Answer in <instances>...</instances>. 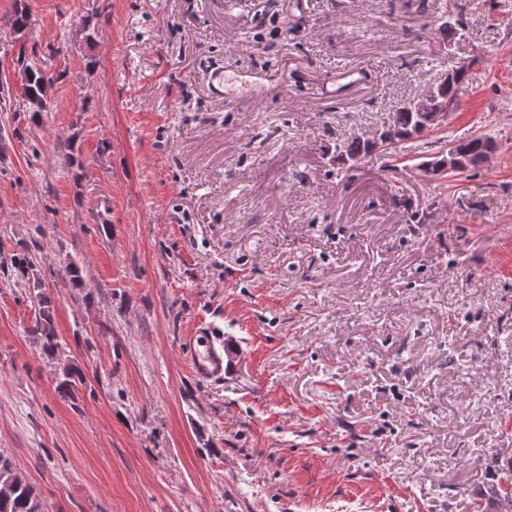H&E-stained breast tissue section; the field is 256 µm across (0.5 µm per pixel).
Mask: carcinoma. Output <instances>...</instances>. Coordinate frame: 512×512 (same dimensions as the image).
Wrapping results in <instances>:
<instances>
[{"instance_id": "carcinoma-1", "label": "carcinoma", "mask_w": 512, "mask_h": 512, "mask_svg": "<svg viewBox=\"0 0 512 512\" xmlns=\"http://www.w3.org/2000/svg\"><path fill=\"white\" fill-rule=\"evenodd\" d=\"M29 26L30 16L26 8H16L10 21L13 32L21 35ZM39 55L41 52L37 46H32L29 51L22 46L16 58L21 72L20 103L30 113V119L34 123L39 122L42 114L49 111L52 105L49 88L53 76L47 71L44 62L37 59ZM468 69L469 64L465 62L452 68L449 73L453 75V79L448 81L447 86L433 94L413 98L412 105L408 108L395 110L391 119V123L395 125L394 131L378 146L355 135L350 126H336V130L331 132L336 138V164L351 169L377 147L390 154L396 151L401 142L428 135L441 128L439 124L428 123V117L437 112L449 113L455 110L457 89L466 79ZM453 145L460 165L452 171L441 166L444 150L426 156V162L432 165V179L446 180L453 173L475 170L497 149L495 139L485 135L455 141ZM32 267L33 260L28 252L13 255L11 268L26 277V283L38 301V315L31 330L33 340L43 355L56 361L58 392L69 396L77 384L83 381L82 373L77 365L60 357L62 343L54 324L55 307L51 297L43 291L38 275L30 273ZM0 512H43L42 500L34 486L17 470L13 461L3 454H0Z\"/></svg>"}]
</instances>
